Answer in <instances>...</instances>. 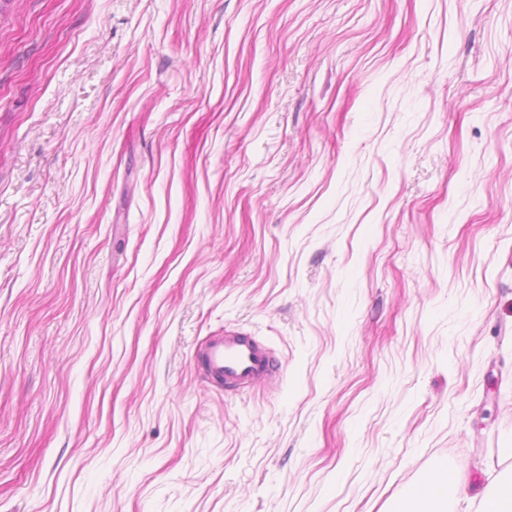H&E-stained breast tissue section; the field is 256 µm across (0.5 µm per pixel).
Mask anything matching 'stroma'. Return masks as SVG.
Returning <instances> with one entry per match:
<instances>
[{
	"label": "stroma",
	"instance_id": "stroma-1",
	"mask_svg": "<svg viewBox=\"0 0 512 512\" xmlns=\"http://www.w3.org/2000/svg\"><path fill=\"white\" fill-rule=\"evenodd\" d=\"M510 440L512 0H0V512H476ZM208 376L225 390H241L256 382L283 379L282 364L274 353L253 336L225 333L208 339L197 353ZM457 473L442 470L429 472L425 479L414 489L412 497L404 503L399 512H446L448 485L459 484ZM419 505L420 509L415 506Z\"/></svg>",
	"mask_w": 512,
	"mask_h": 512
}]
</instances>
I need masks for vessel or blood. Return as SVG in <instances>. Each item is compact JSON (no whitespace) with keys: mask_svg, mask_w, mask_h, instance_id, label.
<instances>
[{"mask_svg":"<svg viewBox=\"0 0 512 512\" xmlns=\"http://www.w3.org/2000/svg\"><path fill=\"white\" fill-rule=\"evenodd\" d=\"M197 360L208 376L228 390L283 378L282 364L274 353L256 338L240 333L208 339Z\"/></svg>","mask_w":512,"mask_h":512,"instance_id":"1","label":"vessel or blood"}]
</instances>
